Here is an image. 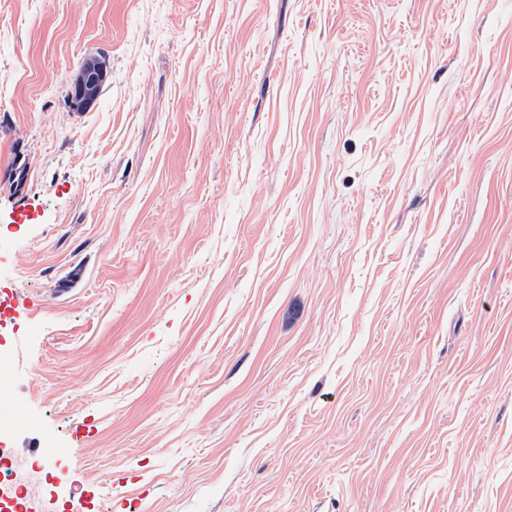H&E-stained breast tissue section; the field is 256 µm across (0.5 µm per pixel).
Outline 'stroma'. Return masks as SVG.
Returning a JSON list of instances; mask_svg holds the SVG:
<instances>
[{
	"instance_id": "stroma-1",
	"label": "stroma",
	"mask_w": 512,
	"mask_h": 512,
	"mask_svg": "<svg viewBox=\"0 0 512 512\" xmlns=\"http://www.w3.org/2000/svg\"><path fill=\"white\" fill-rule=\"evenodd\" d=\"M1 374L0 512H512V0H0Z\"/></svg>"
}]
</instances>
